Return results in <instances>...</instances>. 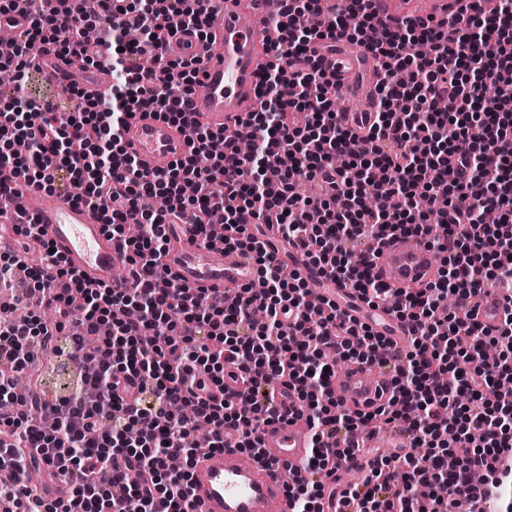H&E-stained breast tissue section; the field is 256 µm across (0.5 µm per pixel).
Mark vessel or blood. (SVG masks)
<instances>
[{
	"mask_svg": "<svg viewBox=\"0 0 512 512\" xmlns=\"http://www.w3.org/2000/svg\"><path fill=\"white\" fill-rule=\"evenodd\" d=\"M259 2L212 0L214 23L210 40H189L179 34L170 43V55L194 56L201 62L202 82L191 97L190 106L196 119L211 128L235 123L252 110L256 101L258 82L269 60L267 50L276 37L265 22ZM311 53L326 72L335 75L342 92L359 95L368 91L364 78L377 66L369 49L340 40L331 49L315 44ZM32 62L49 81L77 85L94 98L101 95L112 68L111 54L105 49L91 65L74 67L67 57L39 48L33 51ZM126 140L137 160L151 170L163 168L186 150L184 136L149 113L138 114ZM32 195L29 190H22L18 205H26ZM33 196L37 198L35 220L67 265L90 287H118L120 280L115 272L124 265L125 257L105 233L95 209L58 191H41ZM264 230L266 240L277 246V258L296 269L318 295L335 300L347 316L389 336L396 348H409L411 331L390 309L370 308L358 292L320 275L307 265L296 246L281 248L277 225H265ZM168 236L164 263L171 275L191 288H219L231 294L257 277L250 254H229L222 247L203 243L192 225H170ZM436 266L434 251L423 244L406 247L397 242L384 246L373 257L371 273L395 291L428 283ZM506 317L507 311L497 295L481 294L476 318L482 326L496 330ZM386 386L387 380L378 369L363 362L337 366L330 383L334 396L345 407L364 411L373 410L385 400ZM262 440L263 452L275 459V466H262L233 449L199 456L192 482L194 512H289L288 473L302 472L307 467L311 455L308 432L300 422L276 421L264 426ZM365 468L366 460L359 453L341 462L335 478L325 482L323 512H335L331 494L347 486Z\"/></svg>",
	"mask_w": 512,
	"mask_h": 512,
	"instance_id": "b4317fda",
	"label": "vessel or blood"
}]
</instances>
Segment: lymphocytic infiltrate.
<instances>
[{
	"instance_id": "lymphocytic-infiltrate-1",
	"label": "lymphocytic infiltrate",
	"mask_w": 512,
	"mask_h": 512,
	"mask_svg": "<svg viewBox=\"0 0 512 512\" xmlns=\"http://www.w3.org/2000/svg\"><path fill=\"white\" fill-rule=\"evenodd\" d=\"M0 0V17L28 28L0 50L15 93L0 99V206L18 182L61 191L97 208L130 266L129 287L91 289L64 259L44 253L29 288L15 296L26 321L0 322V401L13 398L12 374L58 354L78 376L74 392L19 400L0 411V505L5 512H189L195 449L185 439L208 428L209 447L260 457L262 428L285 415L271 397L291 389L312 436L306 475L288 478L290 512H319L323 479L350 456V436L369 423H402L412 445L370 459L363 476L336 496V512H449L460 489L467 512H512V316L495 331L476 319L482 292L512 304V0H471L435 15L379 24L377 0H282L270 19L279 37L259 83V107L217 130L193 124L196 60L169 58L179 29L207 38L206 0H100L91 15L78 0ZM322 13L311 31L295 15ZM106 24L116 82L111 99L71 88L67 114L18 88L41 46L93 63L99 45L84 33ZM344 38L378 59L377 109L367 135L336 109L334 84L308 57L311 44ZM154 113L178 128L194 125L184 157L143 171L125 142L130 121ZM483 129L466 150L472 125ZM253 148L240 152L242 136ZM467 140V139H466ZM164 196L163 210L152 197ZM223 223H211L214 211ZM142 232L130 238L125 228ZM193 225L198 237L251 253L264 292L237 299L198 293L170 278L162 258L167 227ZM280 227L310 264L347 283L370 304H390L413 343L391 349L369 325L344 317L277 260L256 232ZM410 238L437 251L434 280L391 297L371 275L370 258ZM338 359L385 366V405L359 413L330 389ZM234 366L237 392L222 388ZM137 379L133 402L124 383ZM53 468L62 498L23 494L29 468Z\"/></svg>"
}]
</instances>
